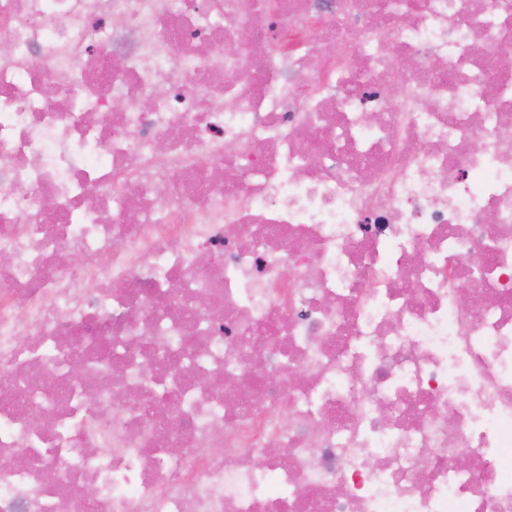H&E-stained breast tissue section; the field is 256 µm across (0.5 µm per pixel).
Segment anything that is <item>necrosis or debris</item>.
<instances>
[{
    "instance_id": "1",
    "label": "necrosis or debris",
    "mask_w": 512,
    "mask_h": 512,
    "mask_svg": "<svg viewBox=\"0 0 512 512\" xmlns=\"http://www.w3.org/2000/svg\"><path fill=\"white\" fill-rule=\"evenodd\" d=\"M0 253V512H512V0H0Z\"/></svg>"
}]
</instances>
